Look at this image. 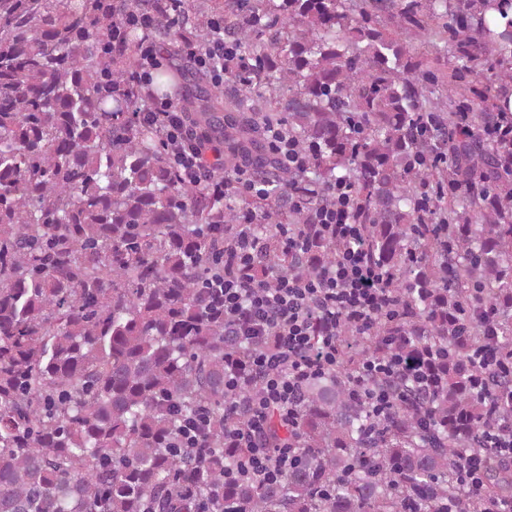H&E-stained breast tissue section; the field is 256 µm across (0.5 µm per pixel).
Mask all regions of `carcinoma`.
<instances>
[{
	"mask_svg": "<svg viewBox=\"0 0 512 512\" xmlns=\"http://www.w3.org/2000/svg\"><path fill=\"white\" fill-rule=\"evenodd\" d=\"M506 19L500 28L489 11ZM146 12L102 51L115 17ZM237 57L224 62L234 94L184 98L190 122L222 140L224 172L256 163L266 192L235 204L186 187L160 131L135 120L150 96H173L185 46H206L213 21ZM453 49L439 75L397 31ZM162 46L146 87L130 78L136 46ZM512 0H202L175 18L168 0H0V512H480L512 497V460L482 487L456 483L458 451L483 452L486 403L512 418V372H487L470 351L512 355V179L505 150L481 135L509 94L479 104L475 123L426 133L443 111L428 85L464 96L466 76L501 67L512 83ZM281 124L307 169L278 167L264 139ZM442 157L431 168L417 157ZM353 182L366 224L362 248L391 274L403 314L349 345L334 371L305 381L293 426L271 415L257 443L294 445L299 460L273 485L224 483L247 449L227 432L248 421L260 376L249 352L209 316L201 282L224 259L233 225L264 216L265 248L250 274H315L344 244L320 239L294 255L277 226L307 227L328 188ZM429 182L445 232L416 223ZM496 312L489 325L475 317ZM418 362L428 388L403 375L374 385L395 396L377 420L353 398L368 357ZM248 385L233 397V372ZM206 409L200 453H176L180 418Z\"/></svg>",
	"mask_w": 512,
	"mask_h": 512,
	"instance_id": "cac0c4a2",
	"label": "carcinoma"
}]
</instances>
